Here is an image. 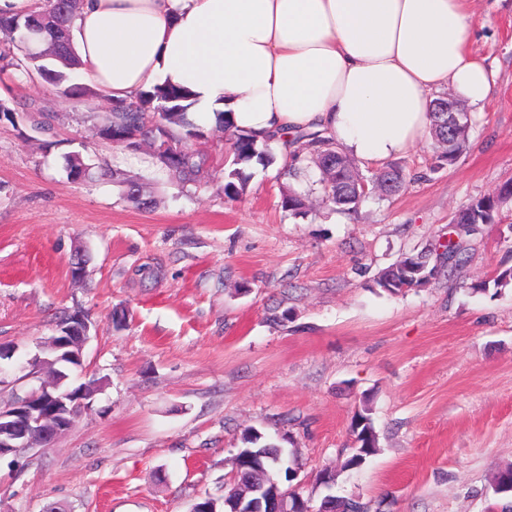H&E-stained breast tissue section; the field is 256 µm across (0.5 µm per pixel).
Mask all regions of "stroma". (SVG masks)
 I'll list each match as a JSON object with an SVG mask.
<instances>
[{
  "mask_svg": "<svg viewBox=\"0 0 512 512\" xmlns=\"http://www.w3.org/2000/svg\"><path fill=\"white\" fill-rule=\"evenodd\" d=\"M473 47L494 84L472 109L466 151L435 164L424 138L394 157L411 175L391 200L343 215L312 195L310 213L280 206L289 179L254 167L246 193L224 197L223 128L190 140L207 185L157 169L152 142L111 147L98 134L104 92L79 101L24 71H0V363L13 384L43 354L64 311L95 324L83 373L100 380L89 410L15 471L0 458V512H189L224 494L243 434L278 441L299 492L354 497L382 512H503L495 475L512 465V285L475 280L512 266V203L483 225L456 282L392 297L376 274L448 236L457 207L512 179V0H474ZM51 116L35 128L26 103ZM91 170L74 180L66 157ZM137 183L145 206L126 197ZM85 253L83 279L70 259ZM287 321L269 319L272 308ZM128 314L114 328L112 313ZM369 405L378 447L344 469L351 418ZM336 483L321 482L324 470Z\"/></svg>",
  "mask_w": 512,
  "mask_h": 512,
  "instance_id": "35a3bbf8",
  "label": "stroma"
}]
</instances>
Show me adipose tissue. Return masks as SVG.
<instances>
[{"label":"adipose tissue","mask_w":512,"mask_h":512,"mask_svg":"<svg viewBox=\"0 0 512 512\" xmlns=\"http://www.w3.org/2000/svg\"><path fill=\"white\" fill-rule=\"evenodd\" d=\"M469 2L82 0L72 33L82 80L113 100L180 86L196 124L225 117L283 156L295 132H323L379 163L429 132L434 92L489 99Z\"/></svg>","instance_id":"adipose-tissue-1"}]
</instances>
